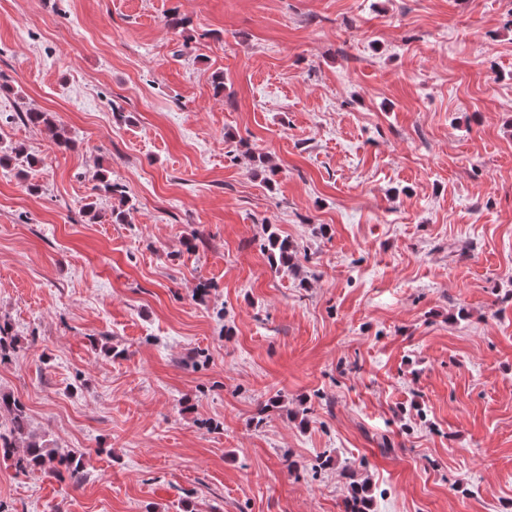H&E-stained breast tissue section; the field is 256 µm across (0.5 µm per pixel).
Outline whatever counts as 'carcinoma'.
<instances>
[{"instance_id": "1", "label": "carcinoma", "mask_w": 512, "mask_h": 512, "mask_svg": "<svg viewBox=\"0 0 512 512\" xmlns=\"http://www.w3.org/2000/svg\"><path fill=\"white\" fill-rule=\"evenodd\" d=\"M100 183L105 193L121 203V207L112 209V214L115 220H122L125 214L123 207L128 203L123 187L105 175L101 176ZM261 249L268 253L271 268L277 271L282 267L297 268V250L288 239L272 232ZM15 350L16 338L11 328L6 324L0 325V358ZM1 412L8 415L9 430L6 434L0 433V455L12 459L17 471L24 473L30 469H40L59 480L68 478L77 481L82 477L83 455L73 450L52 447L41 437L26 432L28 416L17 398L8 393H0ZM369 507V485L365 482L351 484L345 499V512H368Z\"/></svg>"}]
</instances>
